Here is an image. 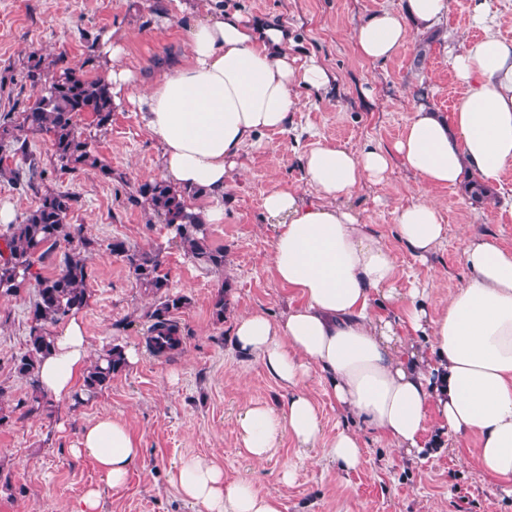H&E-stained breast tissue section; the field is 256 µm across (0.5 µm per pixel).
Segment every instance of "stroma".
Wrapping results in <instances>:
<instances>
[{"label": "stroma", "instance_id": "35a3bbf8", "mask_svg": "<svg viewBox=\"0 0 512 512\" xmlns=\"http://www.w3.org/2000/svg\"><path fill=\"white\" fill-rule=\"evenodd\" d=\"M225 11L253 23H278L293 30L291 53L319 59L331 72L320 91L297 89L287 131H267L242 156V170L224 192V218L209 225L212 247L224 251V267L207 269L185 256L161 218H147L129 197L141 181L160 176L159 148L136 105L114 107L112 123L95 131L93 149L112 168L111 178L95 171H63L51 160L50 144L35 136L29 149L44 171L37 190H23L0 176V205L15 220L36 207L40 193L69 192L77 202L69 223L99 247L88 255L90 298L79 311L93 351L119 344L136 348L137 365L116 375L109 388L80 407L52 401L29 413L31 390L14 370L26 350L33 285L0 295V512H74L84 492H101L102 512H196L170 484L171 469L200 457L224 472L225 482L243 481L260 494L279 497L284 512H512V495L475 464V439L450 440L437 429L427 433L424 457L388 448L363 432L364 455L354 471L340 470L328 449H303L283 436L264 462L253 461L239 435L238 418L248 404L280 406L288 393L255 357L235 349L236 318L254 311L279 319L293 302L292 291L270 266L273 218L264 196L292 188L306 199L315 192L303 158L316 143L359 152L390 146L411 117L410 104L424 97L433 109L451 112L460 93L450 51L480 37L470 24L477 0H450L439 34L418 57L424 32L411 28L405 44L385 60L369 62L355 49L359 25L379 10H402L403 0H222ZM210 0H191L177 11L173 0H0V114L35 99L36 88L21 79L31 53L63 56L88 77H106L102 39L123 48L122 64L155 74L170 57L187 59L188 34L206 15ZM503 194L475 204L458 187L428 191L445 218L446 235L428 260L416 259L397 235V210L418 199V178L393 162L383 181L367 184L350 201L362 223L380 236L398 265L397 288L421 283L432 308L466 280L463 260L470 238L495 237L512 249V166L503 176ZM121 239L139 249L162 248L171 291L187 298L174 318L183 332L182 349L170 357L148 347L146 313L154 298L138 288L127 265L105 246ZM227 285L223 321L212 317L211 300ZM108 415L129 424L143 455L123 487H110L90 457L70 448L83 427ZM294 464L291 484L279 481Z\"/></svg>", "mask_w": 512, "mask_h": 512}]
</instances>
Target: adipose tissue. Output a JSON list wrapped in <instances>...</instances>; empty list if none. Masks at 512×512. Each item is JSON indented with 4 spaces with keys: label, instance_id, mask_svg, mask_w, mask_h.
<instances>
[{
    "label": "adipose tissue",
    "instance_id": "obj_1",
    "mask_svg": "<svg viewBox=\"0 0 512 512\" xmlns=\"http://www.w3.org/2000/svg\"><path fill=\"white\" fill-rule=\"evenodd\" d=\"M447 10L448 0H406L404 13L380 11L359 26L356 49L369 61L387 59L409 25L432 29ZM471 24L482 35L451 57L461 93L449 115L421 101L388 148L316 147L304 160L316 199L292 189L264 198L265 211L278 220L271 267L297 301L280 320L255 311L234 323L235 347L258 358L288 391L281 408L255 404L239 417L242 446L254 461L266 460L288 435L302 448L326 443L343 470L360 466L358 431L324 436L307 390L317 375L340 411L389 447L421 453L432 427L453 440L474 438L480 473L512 486V250L490 237L468 240L469 276L434 315L428 289L400 291L393 254L343 205L365 184L382 181L395 158L430 189L466 177L501 185L512 164V41L498 33L487 0H478ZM292 44L287 28L255 25L215 5L189 34L188 61H169L143 87L122 65L121 46L103 45L113 98L142 112L160 146L162 178L211 196L207 223L223 220L224 190L244 150L263 131L287 130L295 89L320 90L331 81L320 61L296 62ZM397 221L400 240L421 260L446 233L430 198L400 208ZM90 362L83 324L70 318L40 365L41 388L72 401ZM72 453L90 455L106 483L119 487L142 448L129 425L103 416L83 428ZM169 481L198 512H283L278 497L225 482L202 458L183 460Z\"/></svg>",
    "mask_w": 512,
    "mask_h": 512
}]
</instances>
